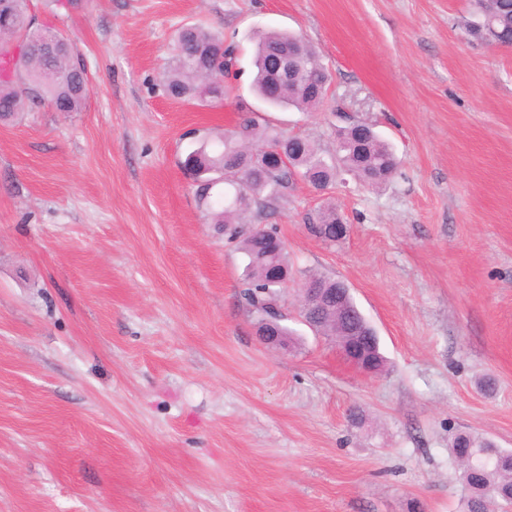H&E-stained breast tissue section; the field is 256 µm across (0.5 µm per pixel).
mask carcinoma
I'll list each match as a JSON object with an SVG mask.
<instances>
[{
  "instance_id": "obj_1",
  "label": "carcinoma",
  "mask_w": 512,
  "mask_h": 512,
  "mask_svg": "<svg viewBox=\"0 0 512 512\" xmlns=\"http://www.w3.org/2000/svg\"><path fill=\"white\" fill-rule=\"evenodd\" d=\"M7 2L16 24L14 29L0 32V120L14 118L29 105L41 102L59 111H81L87 96L88 75L77 47L70 39L62 38L63 51L49 60L59 77L54 82L41 81L37 36L49 28L36 24L29 14V0ZM474 8L489 19L496 39L512 43V0H474ZM298 41L296 35L280 30L259 34L250 86L255 96L269 107L311 112L322 104L324 95H306L292 88L277 94L268 84L266 59L281 46ZM175 42L176 53L166 76L168 93L182 101L207 95L215 102L228 98L243 75L237 45L196 24L178 28ZM336 139V155L327 160L309 139L262 127L251 118L236 133H222L214 142L202 140L182 161V167L194 172L197 178L199 203L212 211L214 223L220 225L224 237L230 242L241 241L246 260L244 296L259 324L285 288V284L271 279V273L281 268L290 273L292 268L277 227L258 226L246 234V215L258 221L274 215L297 179L313 187L319 183L331 186L339 171L344 170L365 184L377 186L391 180L399 169L400 161L394 150L372 128H365L364 139L359 141L353 130L345 126L336 131ZM267 148L280 149L290 166L271 171L257 169L254 157ZM220 172L229 174L231 180L223 182L227 190L217 195L213 175ZM339 220L336 211H321L310 224V230L323 241L336 243L334 228ZM355 307L352 296L338 301L332 290H325L319 310L323 334L370 332ZM451 454L461 466L460 479L465 491L462 512H501L512 506V451L497 448L478 435L461 433L454 438Z\"/></svg>"
}]
</instances>
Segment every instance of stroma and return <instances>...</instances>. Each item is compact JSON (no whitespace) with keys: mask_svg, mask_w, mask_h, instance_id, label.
Wrapping results in <instances>:
<instances>
[{"mask_svg":"<svg viewBox=\"0 0 512 512\" xmlns=\"http://www.w3.org/2000/svg\"><path fill=\"white\" fill-rule=\"evenodd\" d=\"M31 12L75 42L89 85L82 111L0 123V512H460L453 437L512 449V47L469 35L471 0ZM185 24L237 44L245 71L258 33L301 36L326 99L264 113L247 74L221 103L170 98ZM252 116L327 157L364 121L401 161L377 187L297 182L271 216L298 271L280 349L181 165ZM327 206L349 222L334 244L308 228ZM306 272L349 286L382 372L302 322Z\"/></svg>","mask_w":512,"mask_h":512,"instance_id":"stroma-1","label":"stroma"}]
</instances>
